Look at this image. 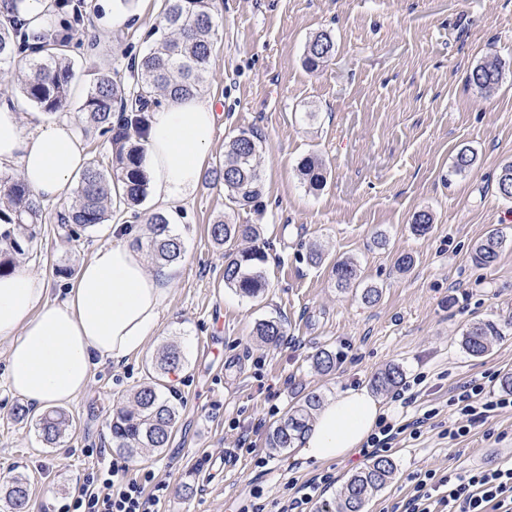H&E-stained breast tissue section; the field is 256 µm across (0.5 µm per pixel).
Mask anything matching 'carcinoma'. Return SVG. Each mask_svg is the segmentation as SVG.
Returning a JSON list of instances; mask_svg holds the SVG:
<instances>
[{
    "instance_id": "cac0c4a2",
    "label": "carcinoma",
    "mask_w": 512,
    "mask_h": 512,
    "mask_svg": "<svg viewBox=\"0 0 512 512\" xmlns=\"http://www.w3.org/2000/svg\"><path fill=\"white\" fill-rule=\"evenodd\" d=\"M160 26L163 34L154 40L147 53L132 57L126 66L128 78L100 75L90 86L79 111L85 123L106 137L109 165L104 169L91 162L80 174L71 192L67 209L58 215V224L69 239L112 219L116 214L138 215V206L148 190V177L143 167L144 148L140 140L148 135L152 108L169 99L199 95L209 72L215 34L213 0H164ZM59 29L35 32L16 19L0 21V94L19 89L38 110L46 114L66 111L72 96L74 71L68 57L72 32L85 25L81 6L72 0H54ZM334 53V41L328 31L314 35L305 48L304 63L315 70ZM504 64L497 58L477 64L467 82L480 91L492 90L502 79ZM262 139L254 130H241L230 137L224 148V161L211 172V179L224 184L229 205L238 209L258 206L262 195L259 155ZM476 161L467 147L454 158L455 171L469 170ZM300 174L308 188L319 190L326 184V168L315 157L305 158ZM502 198L512 197V162L505 163L497 181ZM44 208L33 191L16 174L0 173V276L12 273L16 257L34 238L35 226L42 223ZM148 246L158 264L178 262L184 247L181 240L169 234L170 219L161 213L146 218ZM251 224H235L230 218L219 219L210 227V237L217 246L235 238L253 239ZM507 239L498 230L490 231L472 252L473 261L492 265L506 246ZM265 255L256 248L243 249L227 257L224 263V285L246 297H258L268 287ZM337 286L346 289L357 280L356 265L340 261L334 266ZM256 335L268 345L278 344L285 336L279 320H262ZM499 329L493 322H479L463 333L462 344L474 357L486 355ZM313 364L321 372L335 367V357L320 349L312 355ZM184 361L181 352L169 348L154 366L163 376L178 369ZM402 380V371L390 366L377 373L372 386L390 391ZM320 404V396L308 395L272 429L268 446L280 452L295 447L308 428L312 411ZM178 408L153 384L138 389L132 405L118 409L110 422L116 448L130 457L143 448L159 450L167 447L178 418ZM40 436L51 443L70 426L62 409L44 414L37 423ZM394 467L387 456L375 458L363 471L346 483L340 512H364L370 499L389 481ZM31 486L22 477L13 479L6 491L12 512H25Z\"/></svg>"
}]
</instances>
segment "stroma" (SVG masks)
<instances>
[{
    "instance_id": "stroma-1",
    "label": "stroma",
    "mask_w": 512,
    "mask_h": 512,
    "mask_svg": "<svg viewBox=\"0 0 512 512\" xmlns=\"http://www.w3.org/2000/svg\"><path fill=\"white\" fill-rule=\"evenodd\" d=\"M112 2L93 0L102 14L90 16L72 43L75 77L63 117L76 125L87 88L102 73L126 76L129 52L148 51V34L160 22V10L134 0L126 24L113 27ZM214 13L217 40L202 94L215 100L224 122L207 165L223 161L226 142L239 130L264 135L260 209L231 216L257 226L269 286L257 299L225 287L224 256L247 243H212L209 226L228 213V201L222 184L200 181L171 223L184 255L157 339L127 363L95 369L88 388L66 405L74 427L56 443L39 435L38 411L15 420L22 400L7 385L8 349L0 342V471L28 477V512H59L98 462L87 449L119 457L112 414L150 381L168 344L184 357L171 378L178 421L162 452L146 449L127 460L131 474L149 470L167 481L161 512H238L256 487L273 505L289 482L325 471L336 482L318 507L336 512L348 478L365 467L360 455L313 464L269 448L268 433L308 393L326 400L371 387L393 364L414 400L405 406L396 391L379 393L386 415L406 424L421 408L438 414L420 435H400L389 452L394 474L366 512H392L411 495V474L512 458L510 411L492 421L494 437L480 427L455 441L445 434L457 385L486 377L499 392L504 374L512 373V202L497 189L502 165L512 160V0H215ZM325 29L334 55L308 71L305 45ZM89 52L92 69L84 61ZM493 57L504 64L503 79L478 92L467 76ZM463 146L477 161L458 174L453 159ZM311 155L327 169L319 191L309 190L299 172ZM65 205L47 203L44 223L16 259L17 267L42 274L54 297L70 287L82 261L112 241L108 223L66 241L57 223ZM423 210L433 224L419 236L412 220ZM493 229L509 244L494 265L476 266L470 252ZM380 234L387 239L382 248ZM314 246L323 252L318 265L306 260ZM405 254L414 262L398 268ZM347 259L362 285L380 289L376 303H363L356 289L338 290L332 267ZM270 318L285 325L276 346L255 334L257 323ZM487 320L501 334L476 358L463 348L462 334ZM320 348L335 354L334 371L313 367ZM419 374L423 383L413 385ZM244 432L248 453L238 449Z\"/></svg>"
}]
</instances>
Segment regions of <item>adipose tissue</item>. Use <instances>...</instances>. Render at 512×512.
<instances>
[{
	"mask_svg": "<svg viewBox=\"0 0 512 512\" xmlns=\"http://www.w3.org/2000/svg\"><path fill=\"white\" fill-rule=\"evenodd\" d=\"M220 118L214 100L170 101L151 114L143 158L157 208L174 214L195 193ZM15 165L35 196L60 199L89 165L82 138L66 120L22 128L21 117L0 105V166ZM84 261L63 298H50L41 275L19 269L0 277V342L8 345L7 383L34 408L70 403L97 366L143 353L158 334L169 296V268L150 271L126 244V227ZM380 404L363 389H348L324 404L298 444L299 458L315 463L345 458L375 431Z\"/></svg>",
	"mask_w": 512,
	"mask_h": 512,
	"instance_id": "obj_1",
	"label": "adipose tissue"
}]
</instances>
